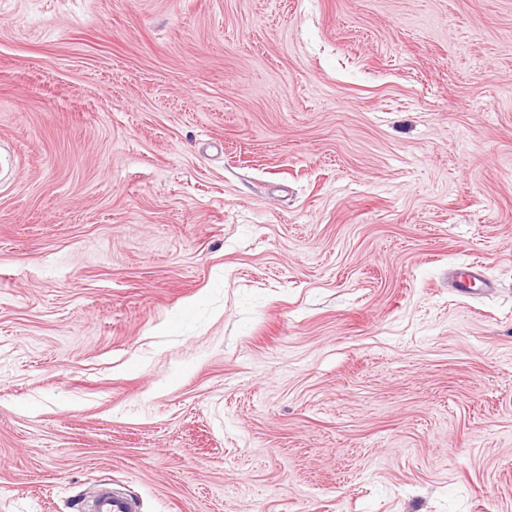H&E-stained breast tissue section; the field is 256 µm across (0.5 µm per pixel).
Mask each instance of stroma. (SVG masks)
<instances>
[{"label": "stroma", "instance_id": "1", "mask_svg": "<svg viewBox=\"0 0 512 512\" xmlns=\"http://www.w3.org/2000/svg\"><path fill=\"white\" fill-rule=\"evenodd\" d=\"M1 140L0 512H512V0H0ZM87 512H137L136 501L123 493L118 492L110 484H101L95 498L89 505L84 504Z\"/></svg>", "mask_w": 512, "mask_h": 512}]
</instances>
